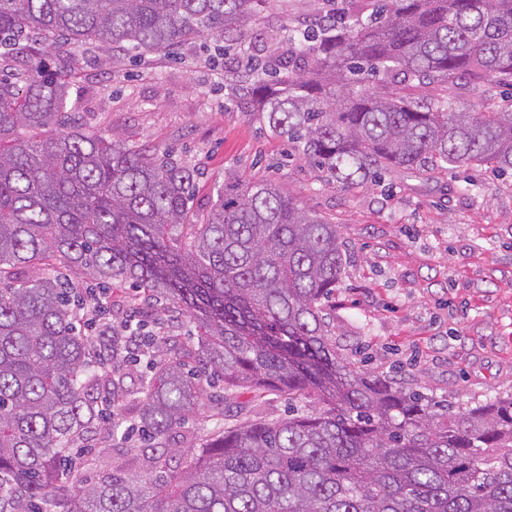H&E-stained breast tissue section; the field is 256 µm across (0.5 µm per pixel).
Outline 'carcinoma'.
<instances>
[{"label": "carcinoma", "instance_id": "1", "mask_svg": "<svg viewBox=\"0 0 512 512\" xmlns=\"http://www.w3.org/2000/svg\"><path fill=\"white\" fill-rule=\"evenodd\" d=\"M267 0H0V47L30 36L143 53L259 36ZM466 76L480 103L432 101ZM245 112L344 191L384 173L512 170V0H344L268 60L224 67ZM64 72L0 78V512H512V393L440 404L343 360L325 302L348 256L336 225L269 181L224 179L202 218L196 174L65 124ZM58 261L120 289L165 297L198 328L181 353L151 331L138 422L153 444L69 485L74 445L118 436L129 338H97ZM269 391L301 407L277 420L245 406L213 437L171 441L200 410Z\"/></svg>", "mask_w": 512, "mask_h": 512}]
</instances>
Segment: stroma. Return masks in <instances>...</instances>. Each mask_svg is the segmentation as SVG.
Instances as JSON below:
<instances>
[{
    "instance_id": "1",
    "label": "stroma",
    "mask_w": 512,
    "mask_h": 512,
    "mask_svg": "<svg viewBox=\"0 0 512 512\" xmlns=\"http://www.w3.org/2000/svg\"><path fill=\"white\" fill-rule=\"evenodd\" d=\"M333 9L267 0L260 11L284 40ZM68 81V111L84 131L170 152L196 171V214L231 171L272 181L337 225L348 263L327 313L345 359L438 400L512 392V172L393 173L379 187L341 190L244 112L202 41L136 62L91 43ZM105 298L113 324L168 323L176 348L191 345L193 321L168 301L143 305L129 287Z\"/></svg>"
}]
</instances>
